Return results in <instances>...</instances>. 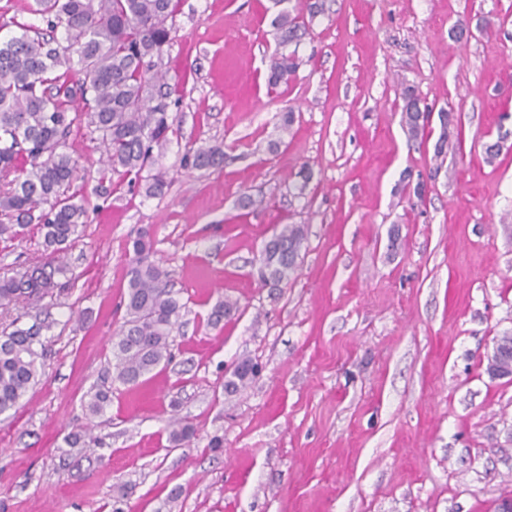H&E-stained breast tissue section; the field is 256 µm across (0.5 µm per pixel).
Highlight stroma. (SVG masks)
Wrapping results in <instances>:
<instances>
[{
  "instance_id": "35a3bbf8",
  "label": "stroma",
  "mask_w": 512,
  "mask_h": 512,
  "mask_svg": "<svg viewBox=\"0 0 512 512\" xmlns=\"http://www.w3.org/2000/svg\"><path fill=\"white\" fill-rule=\"evenodd\" d=\"M276 13L179 0L164 195L115 185L65 254L72 287L0 308V328L50 324L38 384L0 420V512H494L512 497V379L486 371L512 334V0H325L295 78L271 88ZM484 18L491 33L457 40ZM408 92L453 108L460 153L439 164L434 140L408 141ZM195 139L223 143V168L181 167ZM432 170L410 204L404 184ZM244 194L262 208L240 209ZM279 224L306 225L307 242L273 296L253 271ZM142 230L185 312L171 363L128 388L111 381V337ZM43 257L36 228L0 241V277ZM227 297L239 315L209 325ZM246 358L257 375L225 394ZM107 385L111 405L87 415ZM176 417L190 445L170 447ZM74 433L96 446L69 447Z\"/></svg>"
}]
</instances>
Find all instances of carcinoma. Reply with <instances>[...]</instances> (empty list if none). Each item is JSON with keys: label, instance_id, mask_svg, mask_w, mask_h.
Masks as SVG:
<instances>
[{"label": "carcinoma", "instance_id": "cac0c4a2", "mask_svg": "<svg viewBox=\"0 0 512 512\" xmlns=\"http://www.w3.org/2000/svg\"><path fill=\"white\" fill-rule=\"evenodd\" d=\"M285 5L272 20L277 49L268 83L291 81L299 68L297 50L310 23L324 12V0H275ZM178 0H32L30 19L21 21L0 11V239L22 237L37 225L45 260L0 278V307L23 301L38 304L53 297L66 277V250L83 233L90 200L84 193L86 173L68 151L73 128L82 124L99 135L108 152L100 171L98 197L111 193L112 177H134L143 195L161 196L167 188L163 172L142 176L163 157L177 115L178 84L167 81L153 61L171 42ZM81 109L73 107L75 101ZM433 108L404 97L402 123L410 139L431 133ZM440 134L435 157L460 147L461 130L452 112L438 111ZM184 167L224 166V144L199 141L185 145ZM307 241L303 224H280L264 242L257 262V281L273 294L288 285ZM153 241L148 231L132 242L127 286L121 305L124 321L112 336L113 380L136 387L160 365L170 362V337L185 304L174 292L169 271L147 259ZM240 311L226 298L211 310L217 326ZM48 326L11 324L0 332V415L15 408L35 384L43 356L42 332ZM258 364L237 363L224 382L234 393L254 378ZM112 388H99L83 404L96 416L111 402ZM195 428L184 423L170 432L179 447Z\"/></svg>", "mask_w": 512, "mask_h": 512}]
</instances>
